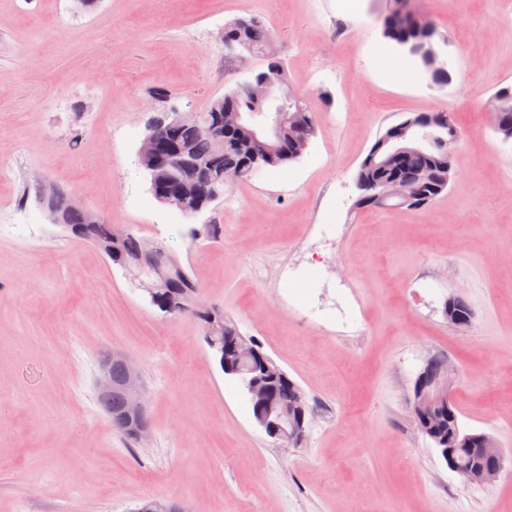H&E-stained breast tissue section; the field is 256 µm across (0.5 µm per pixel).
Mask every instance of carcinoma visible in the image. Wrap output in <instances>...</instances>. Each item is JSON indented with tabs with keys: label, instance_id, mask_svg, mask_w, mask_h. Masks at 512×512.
I'll list each match as a JSON object with an SVG mask.
<instances>
[{
	"label": "carcinoma",
	"instance_id": "carcinoma-1",
	"mask_svg": "<svg viewBox=\"0 0 512 512\" xmlns=\"http://www.w3.org/2000/svg\"><path fill=\"white\" fill-rule=\"evenodd\" d=\"M382 36L395 44L411 43L423 49L435 44L438 36L436 28L426 24L413 9L411 0H386L384 11L379 16ZM224 36L241 42L253 49L254 53L266 57L267 67L258 75L269 74L279 81H287L286 69L282 60L271 49V32L259 17L237 19L224 24ZM502 97L500 112L501 124L494 126L495 132L502 138L512 139V84L496 90ZM262 105L241 96L233 89L217 98L209 107L199 113L198 122H188L172 128H164L161 147L170 145L187 148L203 163V170L196 174L201 185V194L197 198L179 199L163 196L158 201L178 209L182 214L191 216L202 212L224 194V176L229 172L239 171L242 178L249 179L254 174H262L275 168L286 166L301 158L298 154L300 145L296 143L300 132H305L311 139L317 134L314 113L310 112L304 102L294 105L298 112V124L287 126L281 135L277 149L270 151L256 163V171L241 168L249 156L263 153L256 142L251 139L249 130L237 123L241 112L258 113ZM423 129V136L428 147L417 153L410 150L403 152L378 151L377 144H372L362 160L356 179L379 188L389 179H396L409 185L419 193L418 203L427 207L434 203L450 186L448 167L454 166L456 147L448 144V130L456 128L452 113L443 110L423 112L416 116ZM138 166L144 169L164 191H172V179L166 167L151 157L137 155ZM53 206L64 223L71 228L91 225L90 230L81 236L85 242L96 247L105 257L118 264L138 255L149 248L146 240L129 231H120L110 224L97 220L90 224L89 213L84 208L72 204V196L58 188L53 189ZM172 286L169 296L183 299L197 289L184 267L169 266ZM305 396L301 386L293 381L280 384L275 388L274 399L280 404H292L297 396ZM99 405L112 421V427L128 441H134L121 426L125 413V398L118 391L99 397Z\"/></svg>",
	"mask_w": 512,
	"mask_h": 512
}]
</instances>
